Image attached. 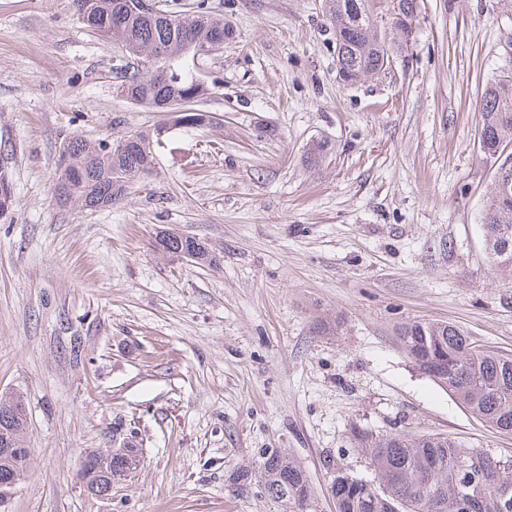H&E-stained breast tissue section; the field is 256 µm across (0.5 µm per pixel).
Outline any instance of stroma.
I'll use <instances>...</instances> for the list:
<instances>
[{
	"label": "stroma",
	"mask_w": 512,
	"mask_h": 512,
	"mask_svg": "<svg viewBox=\"0 0 512 512\" xmlns=\"http://www.w3.org/2000/svg\"><path fill=\"white\" fill-rule=\"evenodd\" d=\"M232 35L199 61L197 109L112 207L59 206L64 139L116 140L169 120L116 90L110 41L72 0H0V394L26 400L32 453L0 512H282L228 477L281 448L317 512L332 466L372 473L357 431L442 434L512 456L500 434L416 369L398 329L446 321L512 352V274L479 224L496 166L479 102L502 64L512 0H418L410 32L371 0L387 73L336 70L325 0H174ZM333 152L305 161L313 141ZM176 228L217 257L155 250ZM136 441L143 465L108 499L80 481L87 449Z\"/></svg>",
	"instance_id": "obj_1"
}]
</instances>
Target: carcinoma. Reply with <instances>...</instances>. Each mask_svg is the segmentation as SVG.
Instances as JSON below:
<instances>
[{"mask_svg":"<svg viewBox=\"0 0 512 512\" xmlns=\"http://www.w3.org/2000/svg\"><path fill=\"white\" fill-rule=\"evenodd\" d=\"M140 0H73L79 22L91 33L112 42L119 67L131 69L118 85L119 93L135 104L165 112L166 101L188 99L197 92V78L177 72V78L158 82L149 69L170 66L197 48L232 34L224 18L202 9L173 10L156 0L157 11L139 8ZM368 0H330L327 15L334 34L338 74L357 82L387 70L390 55L377 35ZM504 64L490 82L480 103V148L497 162L494 186L484 206L481 230L489 261L512 273V33L504 40ZM207 113L192 106L173 115V125L197 128ZM76 167L57 174L55 195L62 205L122 199L129 184L151 170L154 152L140 147L120 149L106 141L81 137L64 140ZM332 150L326 140L313 142L306 162L318 165ZM163 253L193 250L199 264L216 258L204 242L156 237ZM401 348L416 368L491 427L512 433V353L473 342L450 322H413L398 330ZM14 397L0 396V428L15 432L19 462L27 466L31 450L25 440L27 422L9 414ZM374 472L367 481L345 467L332 472L331 493L337 512H512V457H495L465 448L443 435L383 434L361 431L355 436ZM122 475L140 464L139 451L107 456L85 451V470L101 464ZM260 479L268 497L288 509L307 512L313 495L308 477L288 453L273 449L258 460Z\"/></svg>","mask_w":512,"mask_h":512,"instance_id":"obj_1","label":"carcinoma"}]
</instances>
